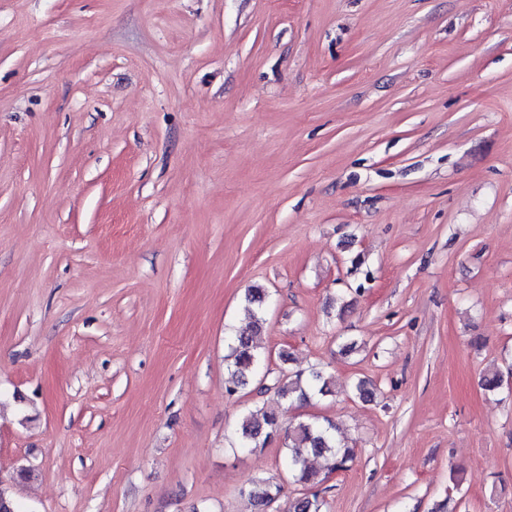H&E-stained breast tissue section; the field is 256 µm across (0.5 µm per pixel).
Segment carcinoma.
<instances>
[{
    "instance_id": "carcinoma-1",
    "label": "carcinoma",
    "mask_w": 512,
    "mask_h": 512,
    "mask_svg": "<svg viewBox=\"0 0 512 512\" xmlns=\"http://www.w3.org/2000/svg\"><path fill=\"white\" fill-rule=\"evenodd\" d=\"M268 293L263 288H250L247 300L251 310V323L238 334L230 337L228 344L229 378L227 390L248 386L257 376L265 361L264 347L260 341V329L264 322L263 312ZM481 385L488 392H498L505 387L503 373L492 370L481 378ZM277 395L290 403L304 404L314 397L333 394V382L322 371L313 369L308 374L284 375L275 383ZM284 436L288 448V478L302 487L303 493L295 498L289 512H321L322 501L314 488L322 484L328 475L348 469L354 459L353 450L339 435L338 426L317 416L300 420L288 431H282L279 417L262 408L245 413L239 422L237 439L254 447H263L270 437ZM323 461V468L314 466L313 461ZM281 492L278 483L267 482L251 498L256 509L265 507Z\"/></svg>"
}]
</instances>
